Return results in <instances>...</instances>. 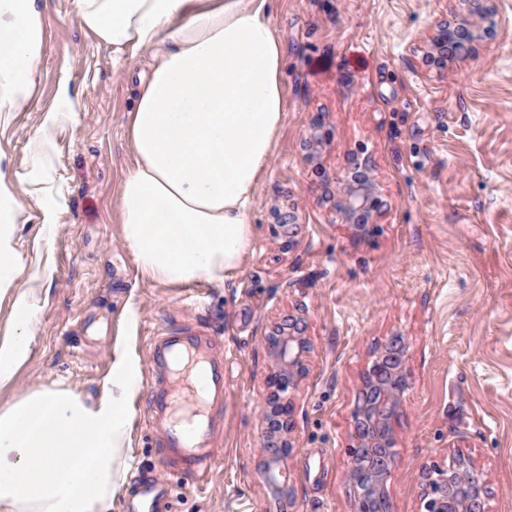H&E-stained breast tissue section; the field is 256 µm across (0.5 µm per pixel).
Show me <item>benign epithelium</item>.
<instances>
[{
    "mask_svg": "<svg viewBox=\"0 0 512 512\" xmlns=\"http://www.w3.org/2000/svg\"><path fill=\"white\" fill-rule=\"evenodd\" d=\"M450 18L443 21L430 39L427 55L448 62V44L463 26L472 39L495 32L494 0H454ZM329 132L322 119H311L305 140L307 146L326 140ZM368 159L354 157L340 179V209L356 231L366 230L383 207L371 175ZM272 241L287 252L297 245L301 225L294 216L276 214L270 225ZM272 368L267 377V395L258 414L260 452L265 458V477L273 485L284 477L281 461L290 454L293 443L288 434L293 428V403L288 390L306 374L310 344L303 320L290 318L277 325L265 337ZM405 340L392 336L378 353L363 382L362 395L354 416L347 474L353 490L355 512H368L366 505L387 497V483L392 480L396 461L391 449V420L402 406L406 379ZM425 512H489V487L480 470L468 458H458L442 468L430 466L423 471Z\"/></svg>",
    "mask_w": 512,
    "mask_h": 512,
    "instance_id": "benign-epithelium-1",
    "label": "benign epithelium"
}]
</instances>
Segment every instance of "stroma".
Here are the masks:
<instances>
[{
	"instance_id": "1",
	"label": "stroma",
	"mask_w": 512,
	"mask_h": 512,
	"mask_svg": "<svg viewBox=\"0 0 512 512\" xmlns=\"http://www.w3.org/2000/svg\"><path fill=\"white\" fill-rule=\"evenodd\" d=\"M501 26L437 69L425 46L448 0H274L284 55L286 121L254 206V251L218 286L143 275L118 222L120 182L133 163L127 114L149 57L119 69L84 29L73 0H46L37 89L0 124V169L16 191L56 212L54 230L20 234L29 265L50 263L38 293L29 362L5 401L62 382L95 395L110 342L130 333L139 362L132 472L170 483L169 512H353L347 461L362 379L390 337L407 342V389L392 422L391 512H425L424 467L471 458L491 512H512V0H494ZM60 113L48 170L35 167L43 113ZM330 136L313 152L314 116ZM369 158L385 203L358 236L337 207L351 155ZM302 231L280 252L274 212ZM134 310V329L125 315ZM303 315L311 350L292 392L294 448L286 484L266 481L256 415L271 369L265 338ZM192 324L224 351V409L206 482L169 473L162 420L148 416L150 341Z\"/></svg>"
}]
</instances>
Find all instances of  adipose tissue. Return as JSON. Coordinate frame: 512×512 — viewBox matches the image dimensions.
<instances>
[{
    "instance_id": "adipose-tissue-1",
    "label": "adipose tissue",
    "mask_w": 512,
    "mask_h": 512,
    "mask_svg": "<svg viewBox=\"0 0 512 512\" xmlns=\"http://www.w3.org/2000/svg\"><path fill=\"white\" fill-rule=\"evenodd\" d=\"M83 28L134 61L150 55L128 113L133 164L119 187L122 237L161 283L224 284L253 248L252 207L287 116L271 0H74ZM42 0H0V120L32 98ZM30 200L0 174V388L35 340L36 283L17 232ZM97 398L61 386L0 405V512H112L130 468L136 357L124 339Z\"/></svg>"
}]
</instances>
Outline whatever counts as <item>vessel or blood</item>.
I'll use <instances>...</instances> for the list:
<instances>
[{
  "label": "vessel or blood",
  "instance_id": "1",
  "mask_svg": "<svg viewBox=\"0 0 512 512\" xmlns=\"http://www.w3.org/2000/svg\"><path fill=\"white\" fill-rule=\"evenodd\" d=\"M151 361L160 379L151 404L166 422L160 446L169 470L202 479L213 456L210 433L224 406V356L213 336L190 327L153 336ZM171 493L168 483L134 480L131 512H158Z\"/></svg>",
  "mask_w": 512,
  "mask_h": 512
}]
</instances>
